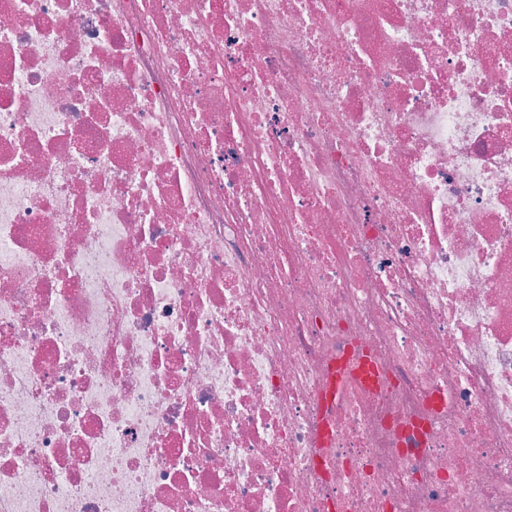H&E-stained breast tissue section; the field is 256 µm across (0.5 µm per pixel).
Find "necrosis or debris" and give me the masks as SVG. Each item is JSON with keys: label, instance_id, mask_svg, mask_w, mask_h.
<instances>
[{"label": "necrosis or debris", "instance_id": "1", "mask_svg": "<svg viewBox=\"0 0 512 512\" xmlns=\"http://www.w3.org/2000/svg\"><path fill=\"white\" fill-rule=\"evenodd\" d=\"M0 512H512V0H0Z\"/></svg>", "mask_w": 512, "mask_h": 512}]
</instances>
